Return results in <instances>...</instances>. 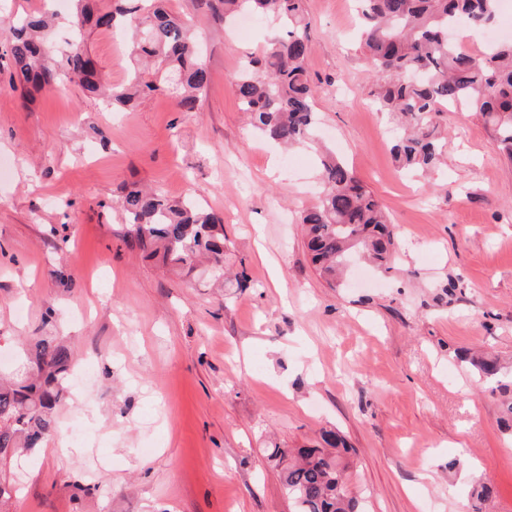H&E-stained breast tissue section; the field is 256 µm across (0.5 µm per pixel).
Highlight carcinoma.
Returning <instances> with one entry per match:
<instances>
[{
  "label": "carcinoma",
  "instance_id": "cac0c4a2",
  "mask_svg": "<svg viewBox=\"0 0 512 512\" xmlns=\"http://www.w3.org/2000/svg\"><path fill=\"white\" fill-rule=\"evenodd\" d=\"M75 2L68 19L75 40H82L89 25L113 30L137 22L139 54L157 66L156 81L143 82L136 75L112 89L110 103L131 106L161 92L178 99L185 111L195 109L210 84L209 70L187 23L168 11L164 0H105L100 7L89 0ZM356 5L366 59L381 77L373 102L382 112L401 113L414 128L397 138L394 151L401 165L422 171L436 166L441 146L430 118L450 107L479 114L493 145L512 161V40L492 44L477 58L448 35L460 23L480 33L491 27L500 0H356ZM199 6L222 11L226 18L248 14L283 26L285 37L270 41L241 69L234 96L255 132L284 147L311 140L317 90L309 73L303 0H199ZM12 29L6 54L21 81L49 92L66 77L84 93H98L97 64L81 46L54 52L41 18H19ZM120 207L130 226L129 246L149 249L164 264L189 273L204 258L212 274L224 275L223 222L196 199L171 200L159 189L134 188L122 196ZM300 224L311 262L332 288L340 287L336 277L355 255L384 270L394 261V225L374 194L338 159L323 162L319 202L302 212ZM460 359L502 397V418L512 429V378L502 374L498 359L469 351ZM72 368L71 350L57 337L30 339L29 353L11 378L0 376V448L33 451L54 437ZM294 453L296 459L290 460L284 449L271 452L294 512H358L347 482L354 462L338 434L325 432L320 444ZM492 493L485 483L473 486L471 512H483Z\"/></svg>",
  "mask_w": 512,
  "mask_h": 512
}]
</instances>
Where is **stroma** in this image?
<instances>
[{"mask_svg": "<svg viewBox=\"0 0 512 512\" xmlns=\"http://www.w3.org/2000/svg\"><path fill=\"white\" fill-rule=\"evenodd\" d=\"M197 4L166 0L210 72L193 112L166 94L106 112L67 81L26 93L0 58V371L50 308L89 372L56 436L0 469L11 512H293L268 451L326 430L350 447L359 512H468L477 477L494 488L484 512H512L500 398L455 357L484 349L512 369V160L459 109L433 118L438 169H401L353 0H304L320 124L315 142L282 150L233 94L276 26L242 35ZM85 46L109 86L138 68L131 36L92 29ZM326 152L398 230L390 271L352 266L344 288L317 275L298 222ZM133 186L190 192L220 214L244 287L130 247L118 200Z\"/></svg>", "mask_w": 512, "mask_h": 512, "instance_id": "1", "label": "stroma"}]
</instances>
